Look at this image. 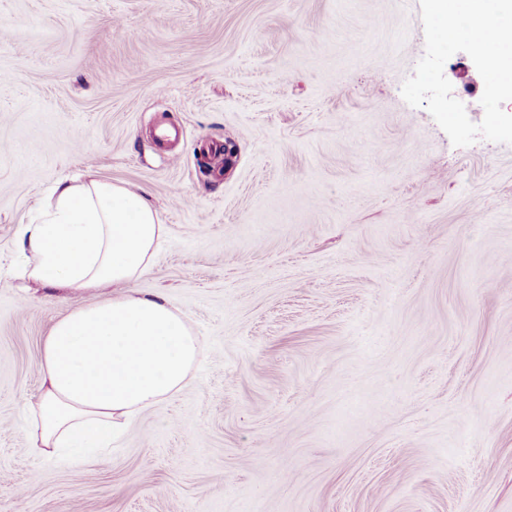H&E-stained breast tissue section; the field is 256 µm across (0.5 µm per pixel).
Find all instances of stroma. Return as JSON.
I'll return each instance as SVG.
<instances>
[{"mask_svg":"<svg viewBox=\"0 0 512 512\" xmlns=\"http://www.w3.org/2000/svg\"><path fill=\"white\" fill-rule=\"evenodd\" d=\"M424 51L419 0H0V512H512V145L403 100ZM444 74L481 122L472 59ZM65 179L158 211L131 286L202 352L47 460L44 338L109 295L21 274Z\"/></svg>","mask_w":512,"mask_h":512,"instance_id":"stroma-1","label":"stroma"}]
</instances>
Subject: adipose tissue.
<instances>
[{
	"label": "adipose tissue",
	"instance_id": "adipose-tissue-1",
	"mask_svg": "<svg viewBox=\"0 0 512 512\" xmlns=\"http://www.w3.org/2000/svg\"><path fill=\"white\" fill-rule=\"evenodd\" d=\"M163 237L158 212L141 194L101 180L58 184L41 223L26 225L24 277L76 292L113 289L103 302L76 305L44 339V393L25 429L40 456L107 447L190 380L198 336L162 296L129 288Z\"/></svg>",
	"mask_w": 512,
	"mask_h": 512
}]
</instances>
